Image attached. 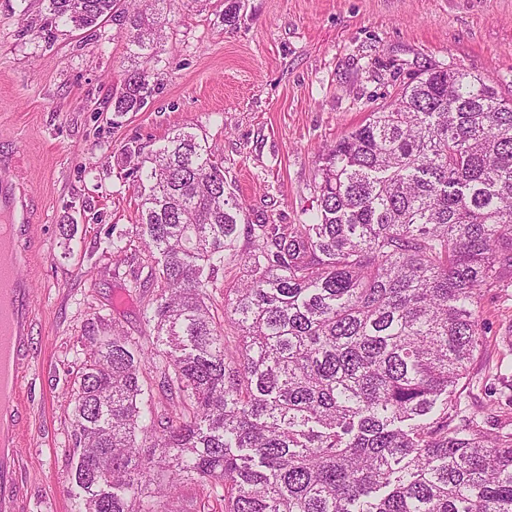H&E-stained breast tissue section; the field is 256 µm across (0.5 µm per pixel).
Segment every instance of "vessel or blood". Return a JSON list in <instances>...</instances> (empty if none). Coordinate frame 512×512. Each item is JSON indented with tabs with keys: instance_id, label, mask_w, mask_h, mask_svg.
Segmentation results:
<instances>
[{
	"instance_id": "obj_1",
	"label": "vessel or blood",
	"mask_w": 512,
	"mask_h": 512,
	"mask_svg": "<svg viewBox=\"0 0 512 512\" xmlns=\"http://www.w3.org/2000/svg\"><path fill=\"white\" fill-rule=\"evenodd\" d=\"M16 156L0 158V211L14 217L10 255L0 257V512H25L18 438L29 412L20 398L21 381L33 366L34 298L21 274L30 238L32 198L14 178Z\"/></svg>"
}]
</instances>
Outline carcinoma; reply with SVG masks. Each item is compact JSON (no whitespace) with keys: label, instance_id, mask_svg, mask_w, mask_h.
I'll list each match as a JSON object with an SVG mask.
<instances>
[{"label":"carcinoma","instance_id":"carcinoma-1","mask_svg":"<svg viewBox=\"0 0 512 512\" xmlns=\"http://www.w3.org/2000/svg\"><path fill=\"white\" fill-rule=\"evenodd\" d=\"M167 2L48 0L51 24L124 30L115 117L155 92ZM225 2L232 26L245 3ZM135 172L157 340L90 338L71 396L76 512H163L188 481L222 512H512V434L457 403L482 303L512 282V98L428 70L322 155L306 221L250 225L244 252L204 138L178 130ZM233 263L249 276L224 295L231 348L207 300Z\"/></svg>","mask_w":512,"mask_h":512}]
</instances>
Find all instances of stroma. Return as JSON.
<instances>
[{
  "instance_id": "stroma-1",
  "label": "stroma",
  "mask_w": 512,
  "mask_h": 512,
  "mask_svg": "<svg viewBox=\"0 0 512 512\" xmlns=\"http://www.w3.org/2000/svg\"><path fill=\"white\" fill-rule=\"evenodd\" d=\"M224 0H175L158 43L147 108L116 120L112 93L130 67L112 23L48 27L45 0H0V155L34 200V365L23 382L31 424L19 454L27 512H72L66 436L72 389L98 315L143 347L155 340L148 268L133 243L134 161L180 128L224 161L239 224H299L323 150L393 101L404 82L443 66L490 77L512 94V0H245L236 25ZM131 239L122 253L109 238ZM484 343L462 413L486 408L491 434L512 433V284L483 304Z\"/></svg>"
}]
</instances>
